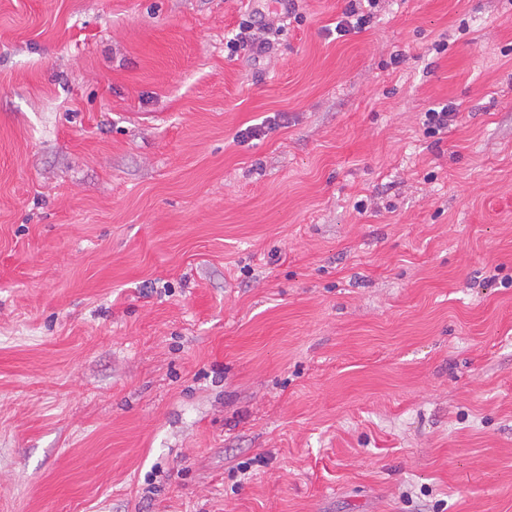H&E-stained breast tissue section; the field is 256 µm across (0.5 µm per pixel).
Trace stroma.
Segmentation results:
<instances>
[{
    "label": "stroma",
    "mask_w": 512,
    "mask_h": 512,
    "mask_svg": "<svg viewBox=\"0 0 512 512\" xmlns=\"http://www.w3.org/2000/svg\"><path fill=\"white\" fill-rule=\"evenodd\" d=\"M347 3L0 0V512H512V5ZM381 0H349V3L336 22V34L339 37L358 33L369 27L378 11ZM273 33L269 24L259 25L249 19H242L238 32L226 42L230 52L244 46L252 47L256 52H264L271 45L270 35ZM456 112L452 105H443L442 107L430 108L424 112L422 125L424 132L428 135H435L444 129H448V122L452 121Z\"/></svg>",
    "instance_id": "stroma-1"
}]
</instances>
